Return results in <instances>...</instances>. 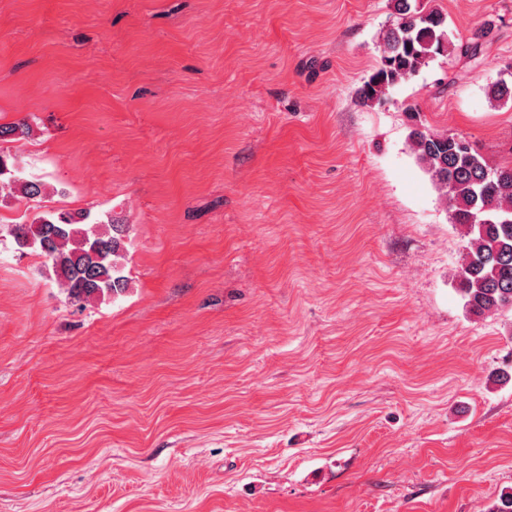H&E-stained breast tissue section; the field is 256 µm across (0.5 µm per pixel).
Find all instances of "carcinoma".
Here are the masks:
<instances>
[{"mask_svg": "<svg viewBox=\"0 0 512 512\" xmlns=\"http://www.w3.org/2000/svg\"><path fill=\"white\" fill-rule=\"evenodd\" d=\"M397 22L383 34L381 61L358 91L368 106L383 100L389 88L416 76L434 56L448 52L472 56L477 45L454 44L445 16L420 0H394ZM496 102L512 101V83L499 80L489 90ZM412 149L444 197L452 223L465 239L457 271L465 306L478 315L497 314L512 304V165L494 166L468 141L452 133L415 129ZM0 153V177L9 176L15 192L36 201L43 196L39 180L15 175ZM98 230L87 211L59 212L13 232L19 250L39 252L67 298L81 307L128 290L124 274L129 225L108 217Z\"/></svg>", "mask_w": 512, "mask_h": 512, "instance_id": "obj_1", "label": "carcinoma"}]
</instances>
